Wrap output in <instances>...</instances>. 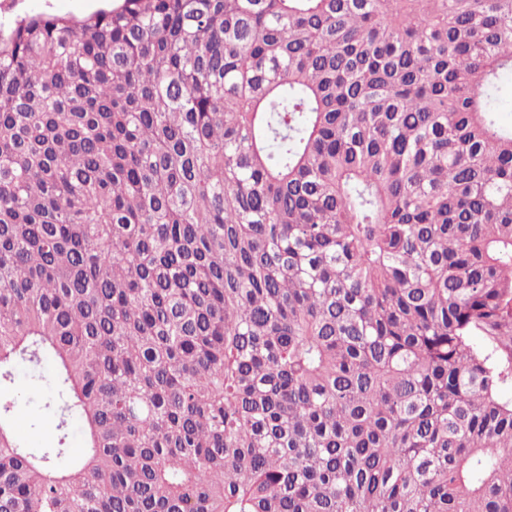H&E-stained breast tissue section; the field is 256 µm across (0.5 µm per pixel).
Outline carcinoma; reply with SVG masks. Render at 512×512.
Listing matches in <instances>:
<instances>
[{
  "label": "carcinoma",
  "instance_id": "cac0c4a2",
  "mask_svg": "<svg viewBox=\"0 0 512 512\" xmlns=\"http://www.w3.org/2000/svg\"><path fill=\"white\" fill-rule=\"evenodd\" d=\"M511 76L512 0L0 24V512H512ZM24 366H18L14 372V381L2 386L4 399H16L17 406L13 422L28 448L54 446V435L41 416L40 405L48 389L45 379L38 378Z\"/></svg>",
  "mask_w": 512,
  "mask_h": 512
}]
</instances>
